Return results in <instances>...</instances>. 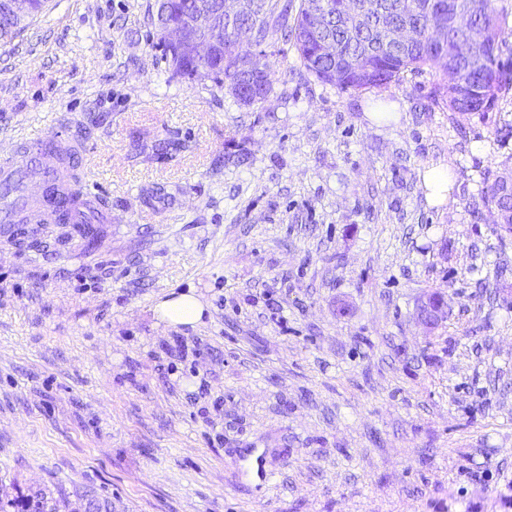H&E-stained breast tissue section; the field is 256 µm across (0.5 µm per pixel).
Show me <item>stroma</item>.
<instances>
[{
	"mask_svg": "<svg viewBox=\"0 0 512 512\" xmlns=\"http://www.w3.org/2000/svg\"><path fill=\"white\" fill-rule=\"evenodd\" d=\"M154 2L50 0L0 43V145L79 128L112 206L91 238L39 224L35 245L0 244V492H91L112 512H512V234L471 207L512 163V94L454 113L429 68L343 90L275 30L272 92L244 107L168 74ZM191 289L199 324L156 318ZM432 292L447 317L428 330ZM246 448L267 483L238 475ZM428 187L432 189L431 199L435 203H441L446 198L448 192V170L442 167H430L426 170Z\"/></svg>",
	"mask_w": 512,
	"mask_h": 512,
	"instance_id": "35a3bbf8",
	"label": "stroma"
}]
</instances>
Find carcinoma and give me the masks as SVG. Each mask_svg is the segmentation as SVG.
Instances as JSON below:
<instances>
[{
	"label": "carcinoma",
	"mask_w": 512,
	"mask_h": 512,
	"mask_svg": "<svg viewBox=\"0 0 512 512\" xmlns=\"http://www.w3.org/2000/svg\"><path fill=\"white\" fill-rule=\"evenodd\" d=\"M48 0H30L26 19L13 15L10 0H0V42L13 40L29 20L43 12ZM151 25L161 59L171 76L191 81L212 79L228 87L240 106L263 102L272 92L270 82L254 89L250 76L262 69L260 58L236 46L234 33L224 21V0H155ZM468 10L474 24H483L487 42L474 50L482 61L478 69L461 64L456 33L448 28V14ZM208 20L204 35L209 38L207 68L192 67L191 50L170 47L166 32L170 25L187 26L198 17ZM240 22L260 40L271 31L284 29L294 39L299 59L317 80L342 89L383 88L406 72L423 67L456 70L457 80L438 85L434 102L443 101L448 111L459 112L466 100L471 111L492 110L501 95L512 89V63L502 59V37L507 13L494 0H300L293 10L290 0H246ZM409 26L415 39L401 48L392 43V29ZM492 207L500 214L499 226L512 233V198L502 190L499 179L482 187L473 210ZM60 504L40 490L0 497V512H59Z\"/></svg>",
	"instance_id": "cac0c4a2"
}]
</instances>
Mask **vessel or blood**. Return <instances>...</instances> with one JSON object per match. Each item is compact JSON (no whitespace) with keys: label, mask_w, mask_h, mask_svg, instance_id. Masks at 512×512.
Here are the masks:
<instances>
[{"label":"vessel or blood","mask_w":512,"mask_h":512,"mask_svg":"<svg viewBox=\"0 0 512 512\" xmlns=\"http://www.w3.org/2000/svg\"><path fill=\"white\" fill-rule=\"evenodd\" d=\"M79 151L77 135L34 137L21 151L0 152V224H56L63 219L83 224L99 197L76 174L74 158ZM55 186L53 196L39 198L35 187Z\"/></svg>","instance_id":"1"}]
</instances>
